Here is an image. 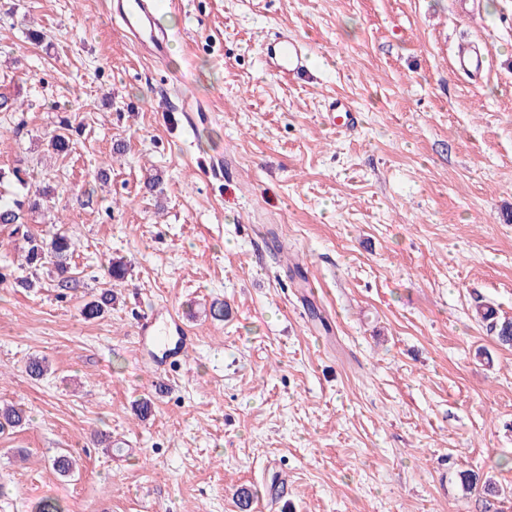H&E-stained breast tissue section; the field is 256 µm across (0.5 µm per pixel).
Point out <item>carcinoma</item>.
Listing matches in <instances>:
<instances>
[{
	"label": "carcinoma",
	"instance_id": "carcinoma-1",
	"mask_svg": "<svg viewBox=\"0 0 512 512\" xmlns=\"http://www.w3.org/2000/svg\"><path fill=\"white\" fill-rule=\"evenodd\" d=\"M61 131L54 134L49 140V146L53 153L67 156L75 149V140L70 133V125L60 122ZM10 180L18 185L22 194L13 198H4L0 194V224H12L16 226L14 232H19V227L27 223L26 216L41 210L50 190L46 187L35 188L29 185L25 170L15 167L9 172L0 170V185L5 180ZM21 233V232H19ZM24 242V264L22 268L29 271V275L22 278L21 284L27 288L36 285L34 277L37 271L50 264L54 267L57 275V287L69 288L76 282L73 276L71 258L74 246L71 238L63 233L57 232L50 239L37 236L26 230L21 233ZM112 305V289L108 288L101 292L99 298L89 302L83 310V316L87 319H95L102 315ZM24 421L23 413L14 406H7L0 409V426L18 427ZM54 470L63 477H72L76 473V460L67 453H61L53 458ZM461 483L465 492L470 493L480 489L487 497H499L503 489L497 482L487 477L482 479L475 473H464L461 475Z\"/></svg>",
	"mask_w": 512,
	"mask_h": 512
}]
</instances>
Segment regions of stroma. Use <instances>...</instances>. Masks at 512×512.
Listing matches in <instances>:
<instances>
[{
	"label": "stroma",
	"instance_id": "35a3bbf8",
	"mask_svg": "<svg viewBox=\"0 0 512 512\" xmlns=\"http://www.w3.org/2000/svg\"><path fill=\"white\" fill-rule=\"evenodd\" d=\"M157 20L160 60L105 0H0L21 104L0 169L51 187L28 227L67 232L78 281L19 287L0 224V405L26 416L0 428V512H239L241 487L258 512H483L468 470L512 512V347L476 313L512 318V0H165ZM281 32L310 51L288 83L263 56ZM462 41L482 77L454 71ZM336 97L356 130L327 124ZM63 116L82 133L52 157ZM115 260L111 309L84 319ZM152 312L196 339L161 394ZM65 450L79 476L52 469Z\"/></svg>",
	"mask_w": 512,
	"mask_h": 512
}]
</instances>
